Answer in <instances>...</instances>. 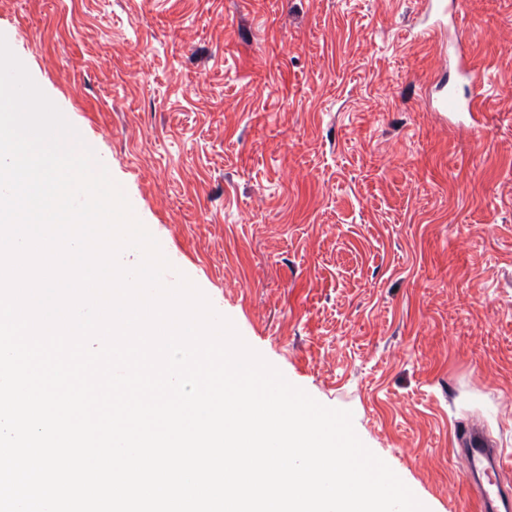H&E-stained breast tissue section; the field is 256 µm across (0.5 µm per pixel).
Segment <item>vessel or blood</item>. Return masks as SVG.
I'll use <instances>...</instances> for the list:
<instances>
[{"label":"vessel or blood","mask_w":512,"mask_h":512,"mask_svg":"<svg viewBox=\"0 0 512 512\" xmlns=\"http://www.w3.org/2000/svg\"><path fill=\"white\" fill-rule=\"evenodd\" d=\"M477 106V98H462L451 91L439 103L441 111L451 113H471ZM456 442L466 459L469 478L477 482L482 512H512V486L504 482V472L512 466V454L477 430L457 432Z\"/></svg>","instance_id":"vessel-or-blood-1"}]
</instances>
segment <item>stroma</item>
Returning <instances> with one entry per match:
<instances>
[{
    "label": "stroma",
    "instance_id": "stroma-1",
    "mask_svg": "<svg viewBox=\"0 0 512 512\" xmlns=\"http://www.w3.org/2000/svg\"><path fill=\"white\" fill-rule=\"evenodd\" d=\"M0 0L11 48L172 269L428 512L512 451V0ZM474 57L483 124L428 93ZM456 443L466 459L468 476L477 485L481 511L510 512L511 487L504 482V472L511 467V454L478 430L457 432Z\"/></svg>",
    "mask_w": 512,
    "mask_h": 512
}]
</instances>
